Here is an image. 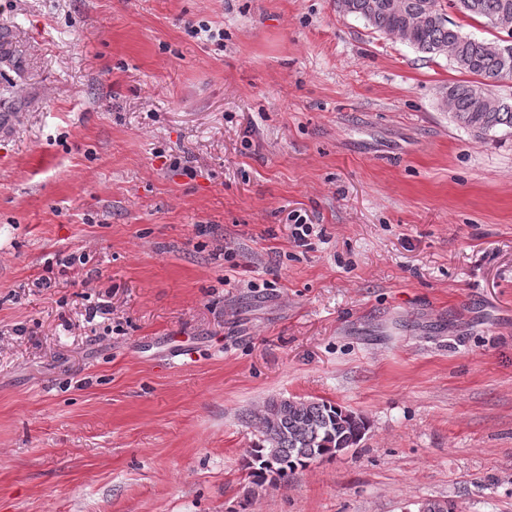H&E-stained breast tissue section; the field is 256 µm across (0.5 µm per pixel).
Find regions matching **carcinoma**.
<instances>
[{
  "label": "carcinoma",
  "instance_id": "1",
  "mask_svg": "<svg viewBox=\"0 0 512 512\" xmlns=\"http://www.w3.org/2000/svg\"><path fill=\"white\" fill-rule=\"evenodd\" d=\"M339 12L363 20L419 53L444 55L461 73L481 77L448 87L453 122L477 138L512 136V103L495 84L512 80V46L478 38L453 23L444 0H336ZM450 8L501 32L512 29V0H450ZM256 442L248 450L249 476L257 484L284 480L299 469L359 445L367 420L327 401L272 399L253 416ZM417 512H458L452 500H427Z\"/></svg>",
  "mask_w": 512,
  "mask_h": 512
}]
</instances>
